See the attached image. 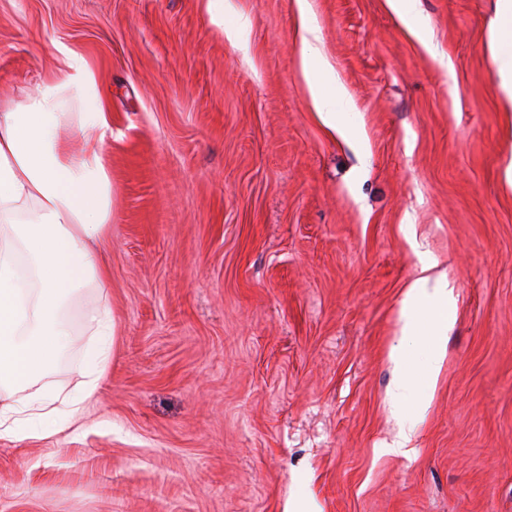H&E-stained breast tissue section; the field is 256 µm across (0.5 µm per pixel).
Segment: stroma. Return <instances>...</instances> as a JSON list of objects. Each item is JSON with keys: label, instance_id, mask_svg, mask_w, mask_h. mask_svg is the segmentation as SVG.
Wrapping results in <instances>:
<instances>
[{"label": "stroma", "instance_id": "obj_1", "mask_svg": "<svg viewBox=\"0 0 512 512\" xmlns=\"http://www.w3.org/2000/svg\"><path fill=\"white\" fill-rule=\"evenodd\" d=\"M303 8L348 136L314 107ZM417 10L0 0V105L70 51L112 129L110 286L70 305L47 382L78 394L86 307L115 322L80 419L0 439V512H512V110L489 46L512 19L498 0ZM427 263L452 292L433 384L425 323H398ZM400 377L425 410L395 452Z\"/></svg>", "mask_w": 512, "mask_h": 512}]
</instances>
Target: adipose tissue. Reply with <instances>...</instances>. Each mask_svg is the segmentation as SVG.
<instances>
[{
	"label": "adipose tissue",
	"mask_w": 512,
	"mask_h": 512,
	"mask_svg": "<svg viewBox=\"0 0 512 512\" xmlns=\"http://www.w3.org/2000/svg\"><path fill=\"white\" fill-rule=\"evenodd\" d=\"M302 28L301 63L314 106L326 126L343 128L336 104L345 91L321 65L310 21ZM109 131L93 75L71 52L59 76L0 109V392L7 396L0 402V438L48 434L62 414L76 421L83 398L93 395L104 374L114 320L108 307L98 305L83 314L96 341L81 369L82 399L58 408L59 392L42 382L72 343L68 302L82 289L108 286L107 270L92 246L105 237L111 221L103 158ZM77 135L83 148L75 153L69 143ZM448 298L447 280L425 265L402 300V335L415 331L418 313L428 317L431 382L445 357Z\"/></svg>",
	"instance_id": "obj_1"
}]
</instances>
